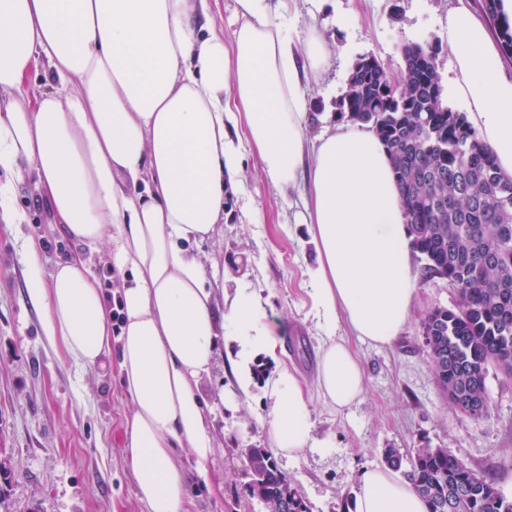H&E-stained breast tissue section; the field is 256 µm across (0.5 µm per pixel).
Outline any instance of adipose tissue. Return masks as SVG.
<instances>
[{
	"mask_svg": "<svg viewBox=\"0 0 512 512\" xmlns=\"http://www.w3.org/2000/svg\"><path fill=\"white\" fill-rule=\"evenodd\" d=\"M231 37L209 0H0V220L23 227L18 185L35 176L58 233L73 251L44 269L42 245L24 239L28 294L41 332L82 367L118 349L131 404L125 462L147 512H190L180 449L210 482L216 436L200 384L217 339L237 346L230 364L247 391L254 355L275 360L268 379V439L277 456L329 450L310 422L311 391L343 410L365 392L359 358L342 340L321 348L314 387L277 360L279 341L259 297L239 289L214 310V283L188 249L224 221V186L244 153L280 192L304 183L296 214L316 252L312 307L321 325L391 345L409 321L417 275L406 219L383 142L367 124L308 140L305 82L331 51L317 29L298 35L289 4L234 0ZM451 92L512 175V77L484 23L448 15ZM48 69L50 84L27 81ZM106 248L121 277L108 298L85 248ZM123 316L120 333L112 314ZM354 512H428L392 469L359 478Z\"/></svg>",
	"mask_w": 512,
	"mask_h": 512,
	"instance_id": "obj_1",
	"label": "adipose tissue"
}]
</instances>
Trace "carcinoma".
Returning a JSON list of instances; mask_svg holds the SVG:
<instances>
[{
  "label": "carcinoma",
  "mask_w": 512,
  "mask_h": 512,
  "mask_svg": "<svg viewBox=\"0 0 512 512\" xmlns=\"http://www.w3.org/2000/svg\"><path fill=\"white\" fill-rule=\"evenodd\" d=\"M497 26L502 52L512 56V23L500 0H482ZM401 79L393 81L370 54L353 65L336 114L369 124L387 148L399 186L411 245L422 275L458 291L455 309L430 308L421 323L432 372L450 405L472 420L488 415V367L512 378V177L465 113L445 104L438 47L403 46ZM248 495L268 512H310L297 487L266 448H244ZM430 512H512L488 474L446 448L414 449L404 472Z\"/></svg>",
  "instance_id": "carcinoma-1"
}]
</instances>
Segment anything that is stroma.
Returning a JSON list of instances; mask_svg holds the SVG:
<instances>
[{
    "label": "stroma",
    "mask_w": 512,
    "mask_h": 512,
    "mask_svg": "<svg viewBox=\"0 0 512 512\" xmlns=\"http://www.w3.org/2000/svg\"><path fill=\"white\" fill-rule=\"evenodd\" d=\"M456 0H299V30L317 26L333 50L330 70L309 83L311 112L306 130L315 139L339 124L336 102L360 56L372 54L392 78L403 68L401 47L437 43L438 71L453 77L447 45L448 12ZM304 184L289 194L270 186L258 160L245 156L235 187L234 219L192 251L227 292L250 289L260 297L266 321L282 348V360L312 378L326 331L314 317L309 272L316 254L305 225L294 212ZM19 202L29 212L23 232L0 222V512H146L124 462L122 433L130 405L116 359L82 368L48 343L40 332V312L25 281L21 234L44 245L45 268L63 259L70 241L56 231L32 179L19 185ZM412 316L389 347L359 341L346 327L337 336L351 345L364 368L361 402L339 411L313 396L316 438H332L326 453L278 459L311 512H349L362 470L382 464L386 449L409 455L415 448H445L468 466L493 477L512 497V379L489 370L490 412L480 421L457 413L437 386L423 347L421 322L434 306L455 308L458 293L441 279L418 280ZM231 372L216 363L201 389L214 408L212 424L222 446L212 478L224 492L190 484L196 512H266L245 490L248 463L242 451L265 448L267 388L252 386L248 396L229 400Z\"/></svg>",
    "instance_id": "35a3bbf8"
}]
</instances>
